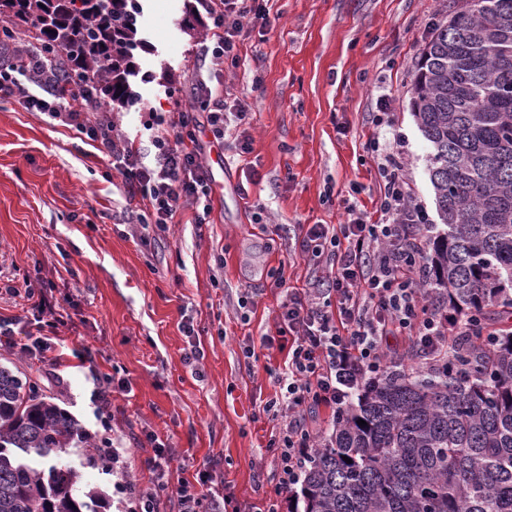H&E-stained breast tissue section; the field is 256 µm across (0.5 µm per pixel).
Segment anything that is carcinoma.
Returning a JSON list of instances; mask_svg holds the SVG:
<instances>
[{"label":"carcinoma","instance_id":"cac0c4a2","mask_svg":"<svg viewBox=\"0 0 512 512\" xmlns=\"http://www.w3.org/2000/svg\"><path fill=\"white\" fill-rule=\"evenodd\" d=\"M138 0H0V35L31 32L62 82L92 78L114 106L136 75ZM412 115L440 223L427 286L457 314L512 316V0H461L425 43ZM465 360L368 381L306 462L295 512H512V329ZM366 421L360 426L358 422ZM86 430L26 370L0 364V512H84L61 463ZM352 459L348 464L343 457Z\"/></svg>","mask_w":512,"mask_h":512}]
</instances>
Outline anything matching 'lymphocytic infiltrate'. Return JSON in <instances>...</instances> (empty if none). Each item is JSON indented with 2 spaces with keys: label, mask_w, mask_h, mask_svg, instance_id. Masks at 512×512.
Wrapping results in <instances>:
<instances>
[{
  "label": "lymphocytic infiltrate",
  "mask_w": 512,
  "mask_h": 512,
  "mask_svg": "<svg viewBox=\"0 0 512 512\" xmlns=\"http://www.w3.org/2000/svg\"><path fill=\"white\" fill-rule=\"evenodd\" d=\"M269 0H196L206 16L209 42L204 56L215 63L208 75H196L190 87L192 108H183L178 89L167 90L173 102L165 113L148 112L145 129L154 133L155 165L148 166L129 138L119 134L101 101L91 100L87 87L70 95L54 92L58 81L36 58L18 55L12 43L0 42V98L17 101L24 109L45 115L50 125L76 130L94 142L123 178L130 199L139 202L136 223L166 228L189 208L194 221L208 223L215 178L205 162L206 150L224 146L230 126L247 125L251 106L246 99L221 93L223 71L241 61L246 35L265 32L271 25ZM38 76L45 94L29 92L24 78ZM372 132L365 148L374 162L379 195L374 211L347 205L339 225H309L301 254L316 266L311 287H290L284 268L272 271L273 287L281 291L275 335L260 338L269 347L275 337L291 336L287 365L276 377L280 395L264 406L279 426L268 446L277 460L275 485L265 507L240 505L235 512H279V500L295 489L303 466L315 446L300 412L310 407L340 409L367 381L379 376L395 356L385 341L401 336L425 362L455 358L462 336L470 329L496 335V328L478 315L440 314L423 282L427 240L420 230L422 210L415 202L402 160L403 139L387 142L392 114L387 95H379L370 117ZM6 295L22 298L21 315L0 320V336L16 330L35 332L37 344L51 349L60 329L73 321L47 291L30 283L7 286ZM172 458L157 444L152 469L156 478L139 488L134 512H163L161 493ZM213 476L197 472L177 490V512H224V498L212 491Z\"/></svg>",
  "instance_id": "1"
}]
</instances>
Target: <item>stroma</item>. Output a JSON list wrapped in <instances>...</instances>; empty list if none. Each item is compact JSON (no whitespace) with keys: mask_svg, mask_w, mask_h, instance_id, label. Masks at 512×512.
Wrapping results in <instances>:
<instances>
[{"mask_svg":"<svg viewBox=\"0 0 512 512\" xmlns=\"http://www.w3.org/2000/svg\"><path fill=\"white\" fill-rule=\"evenodd\" d=\"M140 3L145 47L135 54L132 85L149 109L166 112V89L189 87L206 36L185 33L184 0ZM452 8L453 0H274L266 35L246 39L239 67L224 75L252 106L253 150L237 155L231 131L223 153L209 154L216 185L201 226L187 209L166 230L141 234L107 156L76 131L0 100V276L52 287L77 326L61 331V365L43 371L41 383L91 433L101 429L97 376L120 383L109 407L119 462L108 472L83 449L64 457L79 491H105L104 512H125L118 482H147L146 431L174 454L168 499L204 469L223 478L227 512L270 492L268 442L278 422L262 408L286 354L260 344L276 331L279 291L268 273L286 263L289 285L309 287L303 226L344 222L349 201L373 209L377 185L364 143L381 92L393 100L416 199L427 223H437L427 148L409 102L420 53ZM188 319L204 351L197 362L184 358Z\"/></svg>","mask_w":512,"mask_h":512,"instance_id":"stroma-1","label":"stroma"}]
</instances>
